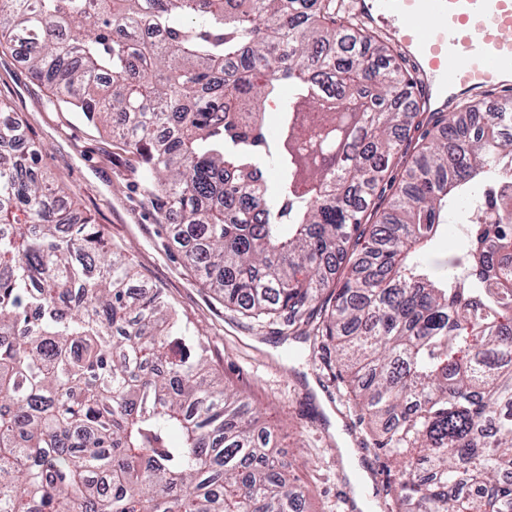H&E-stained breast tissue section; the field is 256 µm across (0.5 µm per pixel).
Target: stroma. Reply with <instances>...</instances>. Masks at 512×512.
Returning <instances> with one entry per match:
<instances>
[{
  "label": "stroma",
  "instance_id": "obj_1",
  "mask_svg": "<svg viewBox=\"0 0 512 512\" xmlns=\"http://www.w3.org/2000/svg\"><path fill=\"white\" fill-rule=\"evenodd\" d=\"M0 102L22 116L29 140L41 148V169L64 188L79 214L126 255L142 285L162 289L229 389L245 396L260 420L278 426V451L301 479L304 512H349L354 503L349 473L340 465L343 434L360 449L376 493H383L385 460L360 448L368 425L340 398L333 348L311 351L304 337H283V324L259 325L225 308L185 265L167 233L168 217L145 188L137 157L103 127L54 103L20 54L7 50L0 51Z\"/></svg>",
  "mask_w": 512,
  "mask_h": 512
}]
</instances>
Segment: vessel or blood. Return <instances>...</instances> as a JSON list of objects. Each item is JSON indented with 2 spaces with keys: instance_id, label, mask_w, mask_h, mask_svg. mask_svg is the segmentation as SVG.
I'll list each match as a JSON object with an SVG mask.
<instances>
[{
  "instance_id": "1",
  "label": "vessel or blood",
  "mask_w": 512,
  "mask_h": 512,
  "mask_svg": "<svg viewBox=\"0 0 512 512\" xmlns=\"http://www.w3.org/2000/svg\"><path fill=\"white\" fill-rule=\"evenodd\" d=\"M386 28L417 77L427 111L450 99L505 88L512 73V0H355Z\"/></svg>"
}]
</instances>
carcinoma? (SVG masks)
<instances>
[{"instance_id": "cac0c4a2", "label": "carcinoma", "mask_w": 512, "mask_h": 512, "mask_svg": "<svg viewBox=\"0 0 512 512\" xmlns=\"http://www.w3.org/2000/svg\"><path fill=\"white\" fill-rule=\"evenodd\" d=\"M0 47L138 158L224 307L323 312L386 512H512V112L402 108L415 77L345 0H0ZM38 163L0 103V512H302L271 432Z\"/></svg>"}]
</instances>
